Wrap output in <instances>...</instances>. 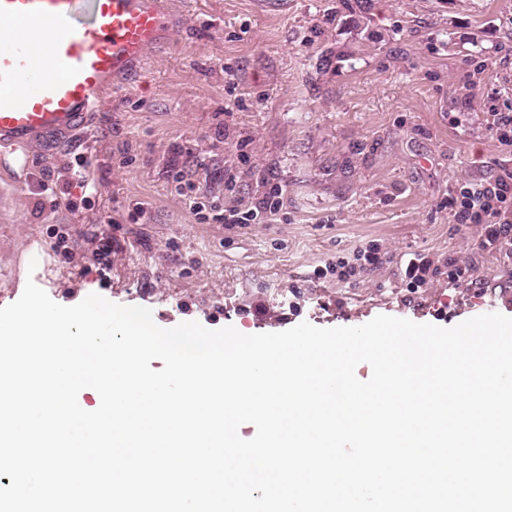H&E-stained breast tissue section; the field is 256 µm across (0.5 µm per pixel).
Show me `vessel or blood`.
Wrapping results in <instances>:
<instances>
[{
  "label": "vessel or blood",
  "mask_w": 512,
  "mask_h": 512,
  "mask_svg": "<svg viewBox=\"0 0 512 512\" xmlns=\"http://www.w3.org/2000/svg\"><path fill=\"white\" fill-rule=\"evenodd\" d=\"M179 23L167 0H0V148L80 143L115 82ZM34 26L49 38L32 40Z\"/></svg>",
  "instance_id": "obj_1"
}]
</instances>
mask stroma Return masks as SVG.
Segmentation results:
<instances>
[{
  "instance_id": "stroma-1",
  "label": "stroma",
  "mask_w": 512,
  "mask_h": 512,
  "mask_svg": "<svg viewBox=\"0 0 512 512\" xmlns=\"http://www.w3.org/2000/svg\"><path fill=\"white\" fill-rule=\"evenodd\" d=\"M172 2L181 27L107 94L84 144L7 153L0 307L31 279L62 305L96 293L150 308L166 329L512 317V262L482 254L448 207L512 162L489 129L512 116V0ZM179 169L222 208L274 186L283 206L245 228L201 222L174 191ZM99 232L118 245L105 279L88 268ZM372 243L395 263L316 278ZM417 252L470 257L479 286H408L399 261Z\"/></svg>"
}]
</instances>
